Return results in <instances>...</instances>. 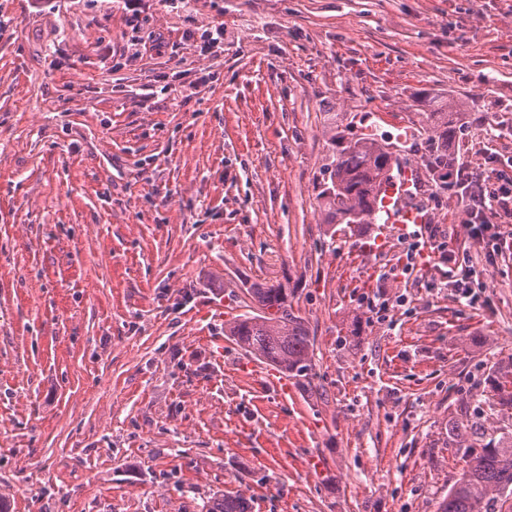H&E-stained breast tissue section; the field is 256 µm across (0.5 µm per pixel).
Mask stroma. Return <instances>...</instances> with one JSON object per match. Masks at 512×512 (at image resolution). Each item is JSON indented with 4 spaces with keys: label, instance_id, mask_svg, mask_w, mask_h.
<instances>
[{
    "label": "stroma",
    "instance_id": "obj_1",
    "mask_svg": "<svg viewBox=\"0 0 512 512\" xmlns=\"http://www.w3.org/2000/svg\"><path fill=\"white\" fill-rule=\"evenodd\" d=\"M452 97L461 162L512 173V0H0L8 512H438L452 425L512 423L484 394L512 361V237L487 264L466 197L421 175L468 308L442 267L390 277L402 228H329L320 193L328 113L419 165L400 134ZM264 282L308 322L310 388L224 334ZM431 237L434 240V245H431L430 251H435L436 256L439 257V262L442 264H448L449 260L453 263V267L450 268V270L445 271V275L450 278V282H452L457 294L460 298L465 299L467 305L471 308L476 309L477 307L482 306L480 294L476 292V289L471 287L470 278L472 277L473 272L471 270V265H469L471 259L470 254H448V244L446 241L448 234L442 230L439 233V229H435ZM245 499L239 495H221L202 505L201 512H248Z\"/></svg>",
    "mask_w": 512,
    "mask_h": 512
}]
</instances>
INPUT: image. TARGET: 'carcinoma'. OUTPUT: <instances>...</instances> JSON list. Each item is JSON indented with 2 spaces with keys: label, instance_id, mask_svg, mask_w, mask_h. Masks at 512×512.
Returning <instances> with one entry per match:
<instances>
[{
  "label": "carcinoma",
  "instance_id": "cac0c4a2",
  "mask_svg": "<svg viewBox=\"0 0 512 512\" xmlns=\"http://www.w3.org/2000/svg\"><path fill=\"white\" fill-rule=\"evenodd\" d=\"M463 110L464 103L451 97L448 111L426 113L428 168L443 179L455 166L458 151L448 144ZM333 144L341 148L332 155L330 183L322 191L331 223L349 227L376 223L380 195L400 167L398 156L376 133L346 141L339 132ZM249 295L258 313L236 317L225 325L224 335L288 376L309 381L313 340L305 320L293 311L288 289L280 283H265L250 289ZM488 382L491 406L512 419V361L494 365ZM452 433L463 443L462 468L439 512H512V505L506 511L498 508L499 502L512 497V430L488 433L482 424L468 420ZM201 512H248V505L239 495H221L205 502Z\"/></svg>",
  "mask_w": 512,
  "mask_h": 512
}]
</instances>
